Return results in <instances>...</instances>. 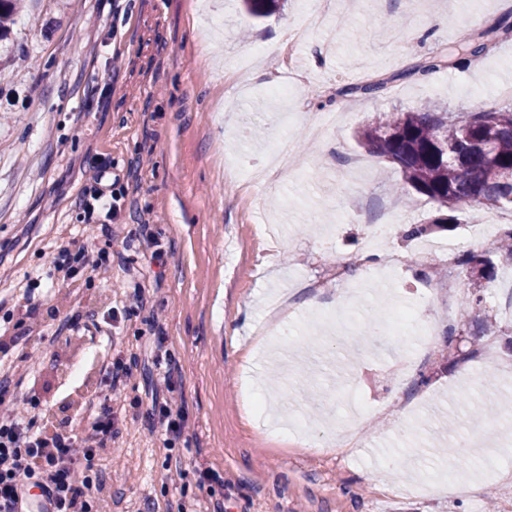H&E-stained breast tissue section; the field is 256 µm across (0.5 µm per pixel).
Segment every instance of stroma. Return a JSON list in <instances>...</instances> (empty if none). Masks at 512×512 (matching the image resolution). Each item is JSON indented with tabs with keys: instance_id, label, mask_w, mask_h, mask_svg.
Wrapping results in <instances>:
<instances>
[{
	"instance_id": "35a3bbf8",
	"label": "stroma",
	"mask_w": 512,
	"mask_h": 512,
	"mask_svg": "<svg viewBox=\"0 0 512 512\" xmlns=\"http://www.w3.org/2000/svg\"><path fill=\"white\" fill-rule=\"evenodd\" d=\"M302 24L309 0L246 21L239 0H30L0 79V328L21 335L11 359L17 395L29 390V346L50 343L59 317L101 319L135 289L150 302L123 315L117 335L86 333L77 363L110 351L135 356L126 418L97 467L112 479L106 512H512V463L471 471L440 449L497 433L482 406L512 412V263L479 240L490 208L454 206L457 226L413 239L438 206L395 194L394 164L361 147L356 132L430 103L453 113L512 87V41L478 62L424 77L405 72L447 53L505 16L503 0H328ZM221 55L208 56V44ZM385 75L376 97L337 88ZM293 84L288 101L269 98ZM336 129L318 137L322 113ZM126 191L116 219L89 218L95 189ZM455 246L493 259L485 314L499 333L446 347V296L464 299L469 275L449 289L414 250ZM108 254V272L79 267L59 290L50 264L62 248ZM166 265L150 262L156 248ZM379 263L348 282L309 280L351 266L362 250ZM32 288L39 330L15 304ZM344 299L366 344L343 345L315 321ZM413 307L427 340L395 335L393 313ZM162 328H155L154 319ZM175 365L172 394L188 414L166 442L145 412L160 382L157 351ZM428 377L420 385V377ZM72 366L48 372L37 394L60 433L86 437L91 421L63 411L78 388ZM181 462L178 482L168 465ZM208 470L217 481L200 484ZM481 485L449 492L444 472Z\"/></svg>"
}]
</instances>
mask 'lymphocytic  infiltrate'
I'll return each mask as SVG.
<instances>
[{
  "label": "lymphocytic infiltrate",
  "instance_id": "lymphocytic-infiltrate-1",
  "mask_svg": "<svg viewBox=\"0 0 512 512\" xmlns=\"http://www.w3.org/2000/svg\"><path fill=\"white\" fill-rule=\"evenodd\" d=\"M98 374L112 392V407L94 414L88 437L66 436L42 422L32 397L11 393V377L0 375V512H24L33 486L45 495L49 512H94L106 486L96 462L121 433V392L131 365L119 357L104 362Z\"/></svg>",
  "mask_w": 512,
  "mask_h": 512
}]
</instances>
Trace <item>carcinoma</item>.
Segmentation results:
<instances>
[{
  "label": "carcinoma",
  "mask_w": 512,
  "mask_h": 512,
  "mask_svg": "<svg viewBox=\"0 0 512 512\" xmlns=\"http://www.w3.org/2000/svg\"><path fill=\"white\" fill-rule=\"evenodd\" d=\"M282 2L243 0V7L248 16L264 18L279 11ZM20 14L21 0H0V61L15 50L11 33ZM511 32L512 23L502 18L459 42L448 56L421 62L411 74L426 76L450 66L454 55L476 60L486 55L489 43L511 40ZM388 82V78H379L346 85L337 94L376 96ZM357 139L363 148L396 165L405 194L413 191L439 205L432 224L408 227L403 232L406 238L448 227L455 217L446 210L460 201L495 208L512 206V106L452 116L422 104L415 111L396 112L379 124L364 127ZM459 263L477 271V278L470 280V295L462 304L460 321L479 340L496 332L488 317L477 314L494 272L488 261L471 252L463 254Z\"/></svg>",
  "instance_id": "carcinoma-1"
}]
</instances>
